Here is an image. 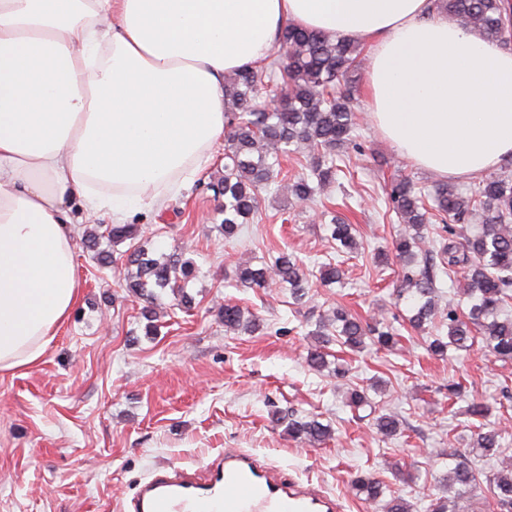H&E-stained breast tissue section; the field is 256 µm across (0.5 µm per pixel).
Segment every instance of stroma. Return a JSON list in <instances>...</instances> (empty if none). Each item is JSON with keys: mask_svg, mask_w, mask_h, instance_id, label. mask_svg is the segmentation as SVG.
I'll list each match as a JSON object with an SVG mask.
<instances>
[{"mask_svg": "<svg viewBox=\"0 0 512 512\" xmlns=\"http://www.w3.org/2000/svg\"><path fill=\"white\" fill-rule=\"evenodd\" d=\"M353 105L362 151L320 205L295 203L268 187L260 192L258 219L225 244L224 198L210 187L224 173L219 145L210 165L169 199L165 216H131L138 233L117 253L139 246L181 250L196 269L187 286L192 309L163 294L156 335L144 333L143 302L123 288V265L99 260L108 242L93 249L84 241L104 216L71 206L79 301L37 365L0 374V512H124L156 468L194 471L227 448L319 486L342 500L345 512H371L349 491V475L358 468L378 473L413 512H424L444 471L429 450L452 440L469 447L467 407L485 394L505 406L498 423L509 430L504 456L512 460V362L477 347L450 360L429 355L404 306L394 302L399 262L374 265L375 253L404 229L385 210L391 179L408 177L429 188L440 180L398 156L373 126L364 82L356 84ZM327 210L350 218L358 252L337 253L327 241ZM284 249L313 272L334 259L345 272L342 284L314 283L310 302L300 308L282 288L230 287L237 264L270 263ZM227 300L257 312L262 330H226L217 305ZM339 305L365 319L385 318L401 333L391 351L329 345L351 378L370 389L372 407L356 413L346 407L338 380L306 362L315 322ZM452 380L465 387L453 400ZM284 408L321 415L333 439L318 448L288 440L274 416ZM384 408L401 415L405 436L385 441L377 434L375 412Z\"/></svg>", "mask_w": 512, "mask_h": 512, "instance_id": "35a3bbf8", "label": "stroma"}]
</instances>
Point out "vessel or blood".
<instances>
[{
	"instance_id": "vessel-or-blood-1",
	"label": "vessel or blood",
	"mask_w": 512,
	"mask_h": 512,
	"mask_svg": "<svg viewBox=\"0 0 512 512\" xmlns=\"http://www.w3.org/2000/svg\"><path fill=\"white\" fill-rule=\"evenodd\" d=\"M125 512H343L313 485L288 479L257 456L225 449L204 478L161 468L138 488Z\"/></svg>"
}]
</instances>
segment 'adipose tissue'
<instances>
[{
  "instance_id": "obj_1",
  "label": "adipose tissue",
  "mask_w": 512,
  "mask_h": 512,
  "mask_svg": "<svg viewBox=\"0 0 512 512\" xmlns=\"http://www.w3.org/2000/svg\"><path fill=\"white\" fill-rule=\"evenodd\" d=\"M295 24L371 49L377 130L443 179L512 158V47L432 0H0V372L38 363L79 300L66 206L124 223L224 136V78Z\"/></svg>"
}]
</instances>
